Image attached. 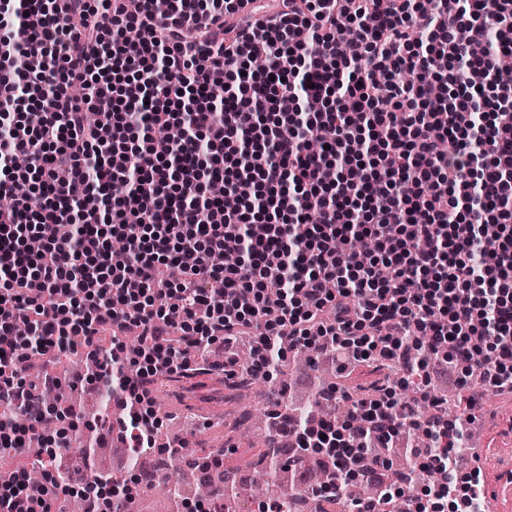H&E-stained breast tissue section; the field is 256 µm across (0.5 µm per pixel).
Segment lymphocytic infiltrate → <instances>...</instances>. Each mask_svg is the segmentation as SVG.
Listing matches in <instances>:
<instances>
[{
	"label": "lymphocytic infiltrate",
	"mask_w": 512,
	"mask_h": 512,
	"mask_svg": "<svg viewBox=\"0 0 512 512\" xmlns=\"http://www.w3.org/2000/svg\"><path fill=\"white\" fill-rule=\"evenodd\" d=\"M248 2L0 0V449L18 462L0 512H53L68 445L65 430L37 436L30 491L35 436L15 409L98 430L80 406L43 401L31 350L91 349L85 380L110 386L143 453L157 379L205 370L211 344L248 332L265 379L304 347L404 373L341 417L274 416L279 436L318 449V495L377 482L404 435L438 481L389 484L355 512L396 497L406 512H488L480 468L457 469L463 431L401 390L423 350L512 395V125L486 112L512 107V0ZM173 125L182 137H158ZM230 241L240 263L213 265Z\"/></svg>",
	"instance_id": "f902f5d3"
}]
</instances>
